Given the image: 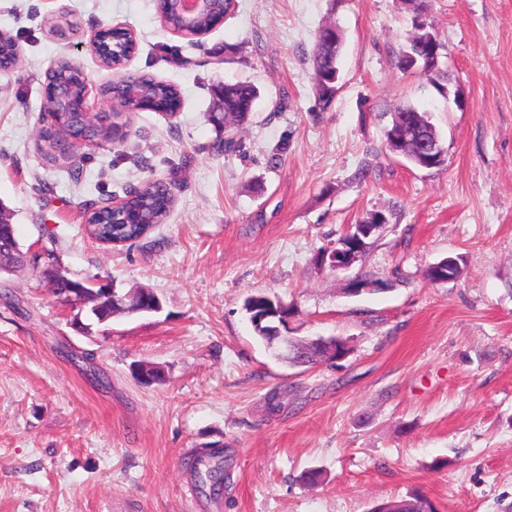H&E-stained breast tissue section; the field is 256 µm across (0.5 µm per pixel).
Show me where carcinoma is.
<instances>
[{"instance_id": "obj_1", "label": "carcinoma", "mask_w": 512, "mask_h": 512, "mask_svg": "<svg viewBox=\"0 0 512 512\" xmlns=\"http://www.w3.org/2000/svg\"><path fill=\"white\" fill-rule=\"evenodd\" d=\"M223 11L195 16L187 33L202 36L208 33L220 21V16L235 9L236 0H223ZM404 4L414 13V31L407 40L398 57L401 69H413L437 84L448 80V74L437 70L434 58L437 54L435 30L423 18L426 11L424 0H404ZM343 40L341 33L330 27L322 28L321 39L314 42L312 50L313 84L318 98L329 103L336 95L339 82L337 53ZM112 55L108 59L114 63L124 58L132 48L128 33L122 29L112 31ZM142 96L125 100L127 108L138 112L143 103L151 102L165 112H177L182 106L180 91L174 85L164 83L151 76L141 75ZM258 91L246 81L224 83V96L216 103L217 111L209 114L210 119L220 128L222 137L217 149L220 152L244 151L241 140L231 134V130L246 123L251 113ZM401 130L411 144L416 147L411 159L420 155L418 149L437 135L434 125L425 119L424 113L410 105H401L391 113V121L385 129L384 137L394 130ZM174 203L171 184L147 180L129 188L121 204L112 207L100 202L85 205V224L87 234L102 243L115 241L123 245H132L145 238L153 228L165 222ZM18 266H24L23 253L15 236L14 226H7V232L0 233V273L10 272ZM243 308L261 340H266L268 331L282 316L290 314L292 308L269 295L256 292L248 295ZM187 468L201 489H209L212 495L221 493L224 487V451L221 448H204L196 452L186 462ZM370 512H435L432 503L424 496L410 499H397L378 504Z\"/></svg>"}]
</instances>
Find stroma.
Returning a JSON list of instances; mask_svg holds the SVG:
<instances>
[{"mask_svg": "<svg viewBox=\"0 0 512 512\" xmlns=\"http://www.w3.org/2000/svg\"><path fill=\"white\" fill-rule=\"evenodd\" d=\"M427 19L465 107L398 67L412 28L401 0H237L196 42L169 32L154 0H0L19 45L0 71V204L20 244L162 305L82 333L38 269L0 277V512H368L415 495L439 512H512V0H428ZM101 24L137 39L121 70L89 47ZM328 24L344 45L327 105L311 53ZM61 58L97 107L118 76L147 74L177 84L182 108L127 114L123 140L52 161L44 81ZM237 80L259 91L236 133L246 151L218 154L212 90ZM400 105L427 114L444 165L387 149ZM151 179L172 185L166 223L130 246L87 237V201ZM377 212L385 229L351 269L315 263ZM446 257L459 277L430 283ZM356 279L384 288L355 294ZM255 292L293 307L289 336L341 337L347 358L278 360L242 307ZM137 362L162 381L138 383ZM213 443L218 497L183 465ZM311 468L322 483L300 481Z\"/></svg>", "mask_w": 512, "mask_h": 512, "instance_id": "1", "label": "stroma"}]
</instances>
